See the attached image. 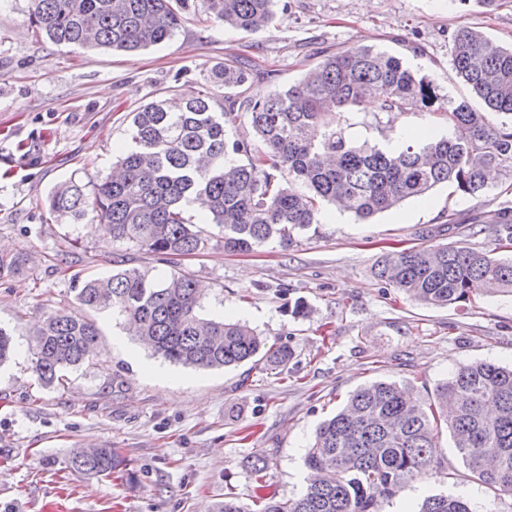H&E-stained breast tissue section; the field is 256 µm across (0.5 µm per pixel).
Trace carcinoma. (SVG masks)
I'll use <instances>...</instances> for the list:
<instances>
[{
  "instance_id": "obj_1",
  "label": "carcinoma",
  "mask_w": 512,
  "mask_h": 512,
  "mask_svg": "<svg viewBox=\"0 0 512 512\" xmlns=\"http://www.w3.org/2000/svg\"><path fill=\"white\" fill-rule=\"evenodd\" d=\"M210 17L247 32L265 28L274 0H199ZM186 0H31L28 21L56 45L133 52L170 39L181 25ZM451 63L472 99L447 113L448 135L409 141L398 151L352 146L344 129L330 126L337 112L362 108L370 98L380 111L404 116L443 108L436 80L402 58L371 47L324 57L285 90L248 99L238 112L231 91L248 73L226 63L212 74L224 89L214 109L205 94L181 104L151 102L133 113L132 147L118 160L120 176L92 186L68 180L46 202L56 220L78 224L88 214L106 223L114 245H133L167 256L200 254L212 242L228 253H248L269 241L286 247L317 223L319 206L332 204L365 220L399 203L453 183L464 194L485 189L486 175L512 160V47L479 30L452 37ZM246 117L265 146L226 138V128ZM232 155H245L238 164ZM289 181H284L283 172ZM300 182L307 191L293 184ZM210 218L192 222L186 207ZM375 276L430 306L465 303L486 287L512 294V259H498L456 244L405 249L382 257ZM79 308L110 309L122 316L154 354L198 369L261 363L284 369L288 346L266 344L248 324L201 316L194 278L173 272L158 278L118 268L86 280L75 296ZM99 329L68 308L35 328L31 368L44 387L63 384L65 373L90 360ZM475 478L512 492V368L488 362L458 367L426 402L395 382H373L350 395L335 416L316 428L305 456L315 474L297 498L263 499L258 512H378L379 499L428 472L441 426ZM77 470L110 476L123 465L113 448L79 450ZM419 512H473L459 496L426 499Z\"/></svg>"
}]
</instances>
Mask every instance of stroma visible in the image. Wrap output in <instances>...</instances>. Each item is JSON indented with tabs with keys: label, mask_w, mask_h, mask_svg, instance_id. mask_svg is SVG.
I'll list each match as a JSON object with an SVG mask.
<instances>
[{
	"label": "stroma",
	"mask_w": 512,
	"mask_h": 512,
	"mask_svg": "<svg viewBox=\"0 0 512 512\" xmlns=\"http://www.w3.org/2000/svg\"><path fill=\"white\" fill-rule=\"evenodd\" d=\"M29 0H0V256L23 255V270L0 277V326L14 335L0 366V512H39L55 495L74 512H216L231 497L295 498L306 488L304 455L317 425L374 381L409 386L421 399L458 366L512 367V295L428 306L376 279L384 255L450 242L495 258L496 231L512 211V168L470 196L441 184L361 220L323 206L317 224L281 247L247 254L211 247L169 262L99 237L97 218L50 219L45 202L59 182L105 179L130 146L133 112L160 99L208 90L210 72L235 60L249 72L244 98L297 83L325 55L368 46L399 55L436 79L449 103L469 97L451 64L456 30L470 27L512 45V0H275L258 32L224 28L195 9L165 42L137 52L52 44L28 23ZM355 145L397 146L409 128L447 131V119L418 112L396 119L358 110L338 116ZM165 277L178 271L204 287L203 312L247 323L267 343L288 344L287 371L244 363L198 370L140 345L111 311L90 317L98 354L59 387L38 384L28 339L33 324L114 262ZM306 316L293 317L296 301ZM113 448L123 471L94 477L74 469L80 449ZM266 459L263 484L250 473ZM470 498L478 512H512V494L481 485L450 432L439 435L428 475L381 499L379 512H419L438 495Z\"/></svg>",
	"instance_id": "1"
}]
</instances>
